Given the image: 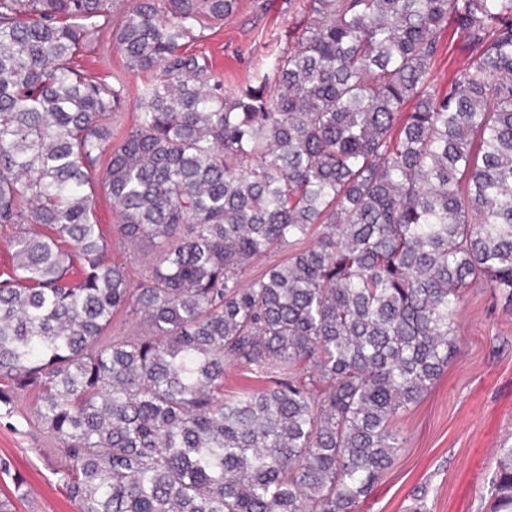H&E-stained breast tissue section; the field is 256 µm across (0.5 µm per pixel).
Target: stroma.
I'll use <instances>...</instances> for the list:
<instances>
[{"mask_svg": "<svg viewBox=\"0 0 512 512\" xmlns=\"http://www.w3.org/2000/svg\"><path fill=\"white\" fill-rule=\"evenodd\" d=\"M309 0H240L219 28L193 43L210 62V81L234 91L259 83L268 64L288 49ZM75 60L87 73L121 78L125 84L112 140L120 142L137 122L141 77L128 74L124 60L104 36L99 48L79 49ZM460 350L430 392L403 417L405 446L377 489L367 512H404L412 491L429 488L431 512H487L488 482L499 449L512 434V305L490 288L463 290L458 313ZM24 402L21 415L0 418V458L25 474L37 512H78L49 470L59 459L56 441L40 428Z\"/></svg>", "mask_w": 512, "mask_h": 512, "instance_id": "obj_1", "label": "stroma"}]
</instances>
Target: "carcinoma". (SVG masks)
<instances>
[{"mask_svg":"<svg viewBox=\"0 0 512 512\" xmlns=\"http://www.w3.org/2000/svg\"><path fill=\"white\" fill-rule=\"evenodd\" d=\"M238 4L132 0L112 31L149 75L104 171L115 235L155 246L136 283L91 182L124 85L73 61L113 0H0V417L34 397L78 512H361L457 355L462 290L512 303V0H310L231 93L189 46ZM451 26L469 56L439 87ZM228 365L262 385L224 393ZM489 512H512L507 441Z\"/></svg>","mask_w":512,"mask_h":512,"instance_id":"1","label":"carcinoma"}]
</instances>
